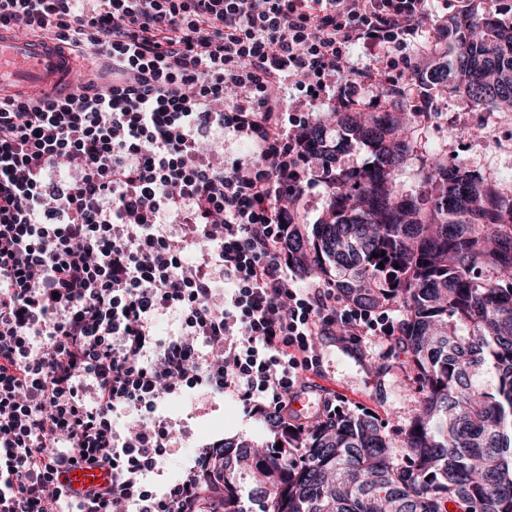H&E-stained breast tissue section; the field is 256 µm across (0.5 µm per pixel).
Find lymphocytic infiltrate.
Segmentation results:
<instances>
[{"mask_svg":"<svg viewBox=\"0 0 512 512\" xmlns=\"http://www.w3.org/2000/svg\"><path fill=\"white\" fill-rule=\"evenodd\" d=\"M428 18V0H0L1 29L109 61L75 92L0 99V512H202L210 450L156 482L167 396L284 421L318 337L394 335L292 286L283 244L324 180L312 106L405 95ZM84 464L112 483L76 498L59 477Z\"/></svg>","mask_w":512,"mask_h":512,"instance_id":"f902f5d3","label":"lymphocytic infiltrate"}]
</instances>
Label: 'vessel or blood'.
<instances>
[{"mask_svg":"<svg viewBox=\"0 0 512 512\" xmlns=\"http://www.w3.org/2000/svg\"><path fill=\"white\" fill-rule=\"evenodd\" d=\"M74 82L72 62L60 54L52 40L0 30V88L50 91ZM60 480L79 496L109 485L112 473L103 468H75L63 472Z\"/></svg>","mask_w":512,"mask_h":512,"instance_id":"b4317fda","label":"vessel or blood"}]
</instances>
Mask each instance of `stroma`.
Returning <instances> with one entry per match:
<instances>
[{
    "label": "stroma",
    "instance_id": "1",
    "mask_svg": "<svg viewBox=\"0 0 512 512\" xmlns=\"http://www.w3.org/2000/svg\"><path fill=\"white\" fill-rule=\"evenodd\" d=\"M436 108L425 123L405 129L413 150L397 173L402 191L421 189L425 160L429 153L453 159L471 171L488 170L500 182L512 181V108L474 110L465 98L437 94ZM486 133L475 140L474 130ZM323 352L320 374L311 376L307 393L292 404L300 417H311L324 399L347 398L353 409H367L389 426L406 424L416 409L419 395L400 369H392L385 379H377L375 367L391 357L386 336L363 337L355 350H343L327 338H319ZM163 413L173 424L175 438L162 461L164 476L180 478L188 460L202 448L224 439H244L263 448L273 439L261 416L244 411L232 397H204L186 394L170 399Z\"/></svg>",
    "mask_w": 512,
    "mask_h": 512
}]
</instances>
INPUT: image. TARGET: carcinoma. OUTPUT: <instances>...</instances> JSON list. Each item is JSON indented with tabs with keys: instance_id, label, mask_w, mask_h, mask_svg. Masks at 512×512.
I'll use <instances>...</instances> for the list:
<instances>
[{
	"instance_id": "cac0c4a2",
	"label": "carcinoma",
	"mask_w": 512,
	"mask_h": 512,
	"mask_svg": "<svg viewBox=\"0 0 512 512\" xmlns=\"http://www.w3.org/2000/svg\"><path fill=\"white\" fill-rule=\"evenodd\" d=\"M424 91L446 88L476 108L512 102V21L483 0L448 17V44L409 74ZM396 103L351 106L308 131L332 167L322 220L293 224L284 249L294 270L332 282L360 310L403 311L392 350L420 394L407 425L389 429L342 409L294 436L269 418L281 457L241 440L213 448L222 512H512V197L496 179L433 155L425 189L403 193L396 172L412 152ZM363 145L373 169L340 156ZM384 264L379 268L378 264ZM264 486L245 502L237 475Z\"/></svg>"
}]
</instances>
